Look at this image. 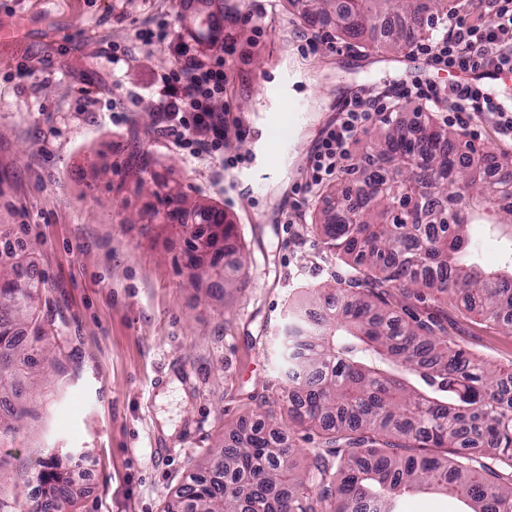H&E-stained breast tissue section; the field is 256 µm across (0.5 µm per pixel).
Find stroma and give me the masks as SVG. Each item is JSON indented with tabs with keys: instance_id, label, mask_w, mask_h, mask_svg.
Segmentation results:
<instances>
[{
	"instance_id": "stroma-1",
	"label": "stroma",
	"mask_w": 512,
	"mask_h": 512,
	"mask_svg": "<svg viewBox=\"0 0 512 512\" xmlns=\"http://www.w3.org/2000/svg\"><path fill=\"white\" fill-rule=\"evenodd\" d=\"M214 26L238 31L248 16L258 46L229 63L231 112L260 121L265 86L292 77L306 104L297 152L221 169L185 159L157 132L153 94L163 49L137 50L114 65L97 56L109 41H133L158 12L193 38L178 0H0V242L20 243L46 283L43 311L58 331L32 353L34 385L19 396L37 416L0 437V482L43 467L52 452L74 457L76 512H163L196 461L250 428L283 381L279 340L288 312L311 289L348 283L352 270L312 222L330 210L325 187L303 193L322 129L353 93L398 81L447 85L449 74L402 52V67L376 45L335 37L309 22L301 0H205ZM318 50L303 55L306 40ZM34 71L5 81L18 63ZM493 157H512L494 118L457 133ZM143 179L128 173L141 156ZM178 183L182 194L167 195ZM222 209L244 285L190 281L191 233L175 226L186 203ZM448 335L472 354L512 366V337L455 306ZM15 485V484H14Z\"/></svg>"
}]
</instances>
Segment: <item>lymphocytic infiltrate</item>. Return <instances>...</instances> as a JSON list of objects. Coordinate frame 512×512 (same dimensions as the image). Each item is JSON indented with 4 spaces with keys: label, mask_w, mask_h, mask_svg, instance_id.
Returning <instances> with one entry per match:
<instances>
[{
    "label": "lymphocytic infiltrate",
    "mask_w": 512,
    "mask_h": 512,
    "mask_svg": "<svg viewBox=\"0 0 512 512\" xmlns=\"http://www.w3.org/2000/svg\"><path fill=\"white\" fill-rule=\"evenodd\" d=\"M487 4L489 19L481 25L471 24L462 16L452 22L435 20V37L415 43L414 54L437 70L492 67L512 71V0H487ZM140 44L161 45L175 59L174 66L160 74L153 98L160 134L170 138L184 156L207 157L226 169L237 166L240 157L227 153L226 138L239 122L224 100L230 83L226 64L238 52L237 34H225L221 54L203 59L171 30L166 19L158 17L137 30L133 43L112 44L107 58L110 63H119L131 57ZM442 105L451 112L452 125L460 129H468L474 118L489 114L496 119L499 135L512 139L511 101L474 87L452 84L442 89L430 82L400 81L376 94L354 95L336 121L322 130L309 159L307 189H315L343 172L372 117H388L409 107L421 112Z\"/></svg>",
    "instance_id": "f902f5d3"
}]
</instances>
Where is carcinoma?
Here are the masks:
<instances>
[{
  "mask_svg": "<svg viewBox=\"0 0 512 512\" xmlns=\"http://www.w3.org/2000/svg\"><path fill=\"white\" fill-rule=\"evenodd\" d=\"M459 0H306L307 18H335L338 36L400 52L429 35L434 15ZM402 120L370 147L359 186L340 185L336 213L318 225L354 287L315 290L327 303L318 320L298 317L283 336L286 386L278 396L288 424L311 431L320 447L295 448L286 432L258 420L212 450L164 512H395L398 498L434 490L469 512H512V369L472 356L448 338V321L398 308L391 298L452 304L481 324L512 335V162L490 183L470 169L452 134ZM397 164L393 173L384 164ZM483 217L506 239L508 260L482 267L469 227ZM24 255L0 258V399L26 373L28 345L55 325L41 310L45 282ZM32 415H0V434ZM306 455L298 469L295 454ZM70 457L50 456L41 500L19 502L0 485V512H65L80 491Z\"/></svg>",
  "mask_w": 512,
  "mask_h": 512,
  "instance_id": "1",
  "label": "carcinoma"
}]
</instances>
